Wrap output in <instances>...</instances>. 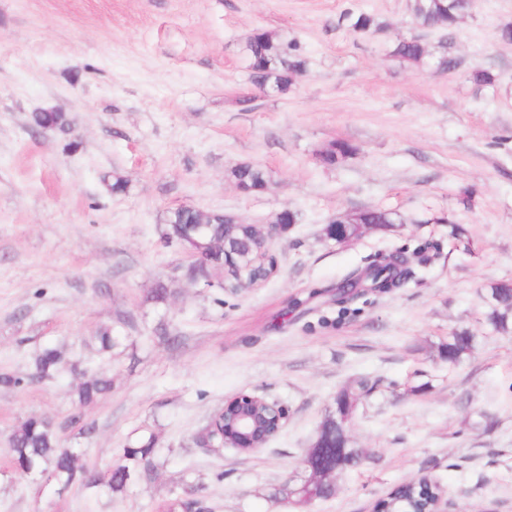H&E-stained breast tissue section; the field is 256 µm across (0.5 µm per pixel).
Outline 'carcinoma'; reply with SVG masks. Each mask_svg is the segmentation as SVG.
Returning <instances> with one entry per match:
<instances>
[{
    "mask_svg": "<svg viewBox=\"0 0 512 512\" xmlns=\"http://www.w3.org/2000/svg\"><path fill=\"white\" fill-rule=\"evenodd\" d=\"M474 8V0H411L410 12L416 25L425 30L451 31L466 14ZM347 27L354 33H370L383 30L376 19L365 12H346L343 15ZM245 50L251 70L252 82H257L267 91L286 94L296 79L307 71V60L299 52L298 45L279 33L254 29L247 37ZM390 56L400 62L421 63L428 50L419 36L402 38L393 42ZM38 128H63L65 120L61 113L44 110L34 116ZM237 185L261 186L268 180L263 168L247 163H237L230 171ZM198 219V211L178 207L170 212L166 239H175L187 250H197L209 257L214 266L224 265L232 259L240 263V275L248 277L246 264L255 259L252 250L253 232L234 224L231 218H219L206 225L203 235L192 232V224ZM352 224H328L326 237L338 242L357 240L365 232L364 225L374 224L383 227L392 223L390 214L380 210L360 211L352 217ZM403 257L391 262L367 266L372 278L388 282L394 286L400 283L403 275ZM488 321L498 332L507 333L512 328V283L507 281L491 287L489 293ZM474 350V336L466 331L454 332L448 342L442 345V359L450 367L462 363ZM62 362V353L54 347L45 348L35 359V371L31 379H44L52 376ZM112 387L111 380L93 376L84 381L78 390V402L89 404ZM368 392L367 384L358 380L353 386L341 390L336 396V414L328 415L318 432L313 448L307 458L328 455L325 469L320 471L317 484L307 488L303 481L291 479L273 497L292 500L298 505H308L318 499H327L336 493V455L327 454L331 448H342V462L358 464L362 451L350 446V440L342 432L343 419L353 416L360 399ZM206 447H224V414L216 413L207 428ZM153 452V438H148L138 448L124 449L119 463L106 475L98 474L78 464V454L71 448L60 446L55 422L45 416H30L22 421L9 437L8 453L15 470L23 475L46 474L47 479L65 486L78 481L86 488L104 486L110 494H122L141 470L149 465ZM413 487L401 488L385 499L386 507L392 512L398 509L416 507L419 496V479L412 478Z\"/></svg>",
    "mask_w": 512,
    "mask_h": 512,
    "instance_id": "1",
    "label": "carcinoma"
}]
</instances>
